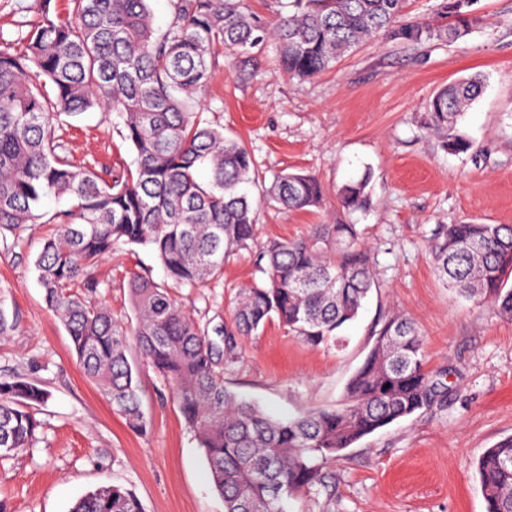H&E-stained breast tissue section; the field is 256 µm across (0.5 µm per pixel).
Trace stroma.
I'll use <instances>...</instances> for the list:
<instances>
[{"label": "stroma", "instance_id": "35a3bbf8", "mask_svg": "<svg viewBox=\"0 0 512 512\" xmlns=\"http://www.w3.org/2000/svg\"><path fill=\"white\" fill-rule=\"evenodd\" d=\"M478 24L453 41L418 46L382 37L311 78L280 70L272 46L224 55L191 111L223 125L252 153L258 181L246 191L255 206L252 249L224 261L220 283L182 288L184 310L204 322L229 310L235 293L261 280L255 250L272 238H295L316 224L360 225L379 283L342 349L302 344L278 322L244 337L224 384L268 415L295 418L338 408L362 364L382 311L417 325L428 370L448 387L432 407L358 441L325 470V493L290 500L287 512H485L475 463L512 435V320L487 302L456 296L439 278L431 253L438 224H512V0H474ZM478 74L479 96L462 129L468 153L445 149L422 128L428 101L443 86ZM115 112L63 120L60 133L76 161L104 174L132 167ZM309 172L324 187L321 209L288 212L270 205L276 174ZM370 173V212L344 213L337 192ZM48 224L0 237V306L17 320L0 337V376L29 377L49 392L37 417L38 442L0 461V500L9 512H69L86 492L106 485L132 490L145 512H224L202 452L164 380L139 373L144 434L131 432L81 371L63 324L47 306L33 261ZM139 273L162 282L156 256L120 246L94 270L87 294L134 324L127 280Z\"/></svg>", "mask_w": 512, "mask_h": 512}]
</instances>
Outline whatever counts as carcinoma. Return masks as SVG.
<instances>
[{
	"label": "carcinoma",
	"instance_id": "cac0c4a2",
	"mask_svg": "<svg viewBox=\"0 0 512 512\" xmlns=\"http://www.w3.org/2000/svg\"><path fill=\"white\" fill-rule=\"evenodd\" d=\"M164 32L148 0H36L39 20L8 40L0 36V233L45 217L40 203L67 195L70 209L49 222L34 261L48 307L65 325L84 374L112 411L146 430L135 342L144 364L169 385L203 449L224 512H284L285 502L321 483L325 464L363 437L432 406L441 384L426 367L422 338L399 312L378 317L374 343L351 377L345 403L283 420L243 402L224 385L242 337L276 320L311 347L340 345L377 287L371 253L357 225L319 224L309 235L269 241L258 255L265 278L236 293L227 317L212 325L191 318L172 293L220 281L229 254L250 249L254 215L240 191L256 176L250 151L224 128L188 111L204 94L218 58L274 42L281 69L309 78L363 42L387 34L405 44L453 41L476 23L468 14L448 24V0L432 19L407 21L405 0H291L270 23L248 0H172ZM482 80L473 75L441 88L427 104L425 130L465 153L460 123ZM117 112L133 147L134 168L105 178L73 160L58 134L61 116ZM211 179L203 184L197 169ZM370 174L338 190L347 213L371 208ZM323 188L309 174L279 175L269 200L288 211L320 205ZM149 248L171 283L141 276L129 283L135 325L82 297L99 282L97 264L120 245ZM432 250L440 276L458 295L488 301L512 319V224H439ZM48 391L25 377L0 380V459L37 441L34 410ZM486 512H512V436L476 464ZM71 512H144L119 485L77 499Z\"/></svg>",
	"mask_w": 512,
	"mask_h": 512
}]
</instances>
